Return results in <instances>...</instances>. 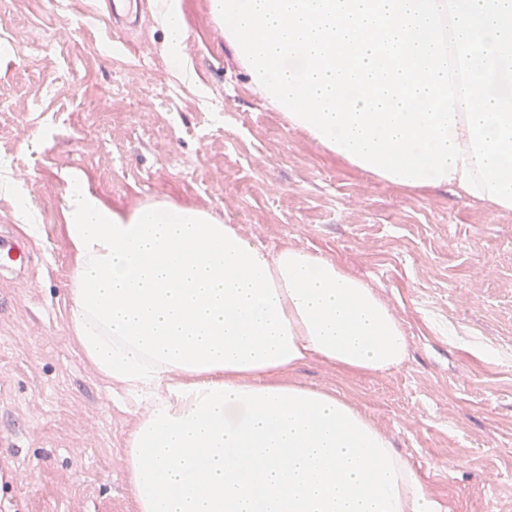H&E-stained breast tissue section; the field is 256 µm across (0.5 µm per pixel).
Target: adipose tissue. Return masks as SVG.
<instances>
[{
    "label": "adipose tissue",
    "instance_id": "ef3b65f1",
    "mask_svg": "<svg viewBox=\"0 0 512 512\" xmlns=\"http://www.w3.org/2000/svg\"><path fill=\"white\" fill-rule=\"evenodd\" d=\"M265 103L326 153L399 187L512 210V0H208ZM186 69L183 0H157ZM64 226L71 330L143 414L123 457L137 512H441L315 359L381 375L396 313L341 262L276 251L209 211L108 206L78 170Z\"/></svg>",
    "mask_w": 512,
    "mask_h": 512
}]
</instances>
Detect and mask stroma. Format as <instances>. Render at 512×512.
I'll return each mask as SVG.
<instances>
[{
    "label": "stroma",
    "mask_w": 512,
    "mask_h": 512,
    "mask_svg": "<svg viewBox=\"0 0 512 512\" xmlns=\"http://www.w3.org/2000/svg\"><path fill=\"white\" fill-rule=\"evenodd\" d=\"M146 2L113 19L104 0H0V238L30 253L0 266V512H135L122 456L141 411L69 328L70 170L111 205L203 208L365 279L407 360L377 376L312 361L295 379L369 414L446 512H512V211L325 153L253 92L208 0H185L179 77Z\"/></svg>",
    "instance_id": "1"
}]
</instances>
